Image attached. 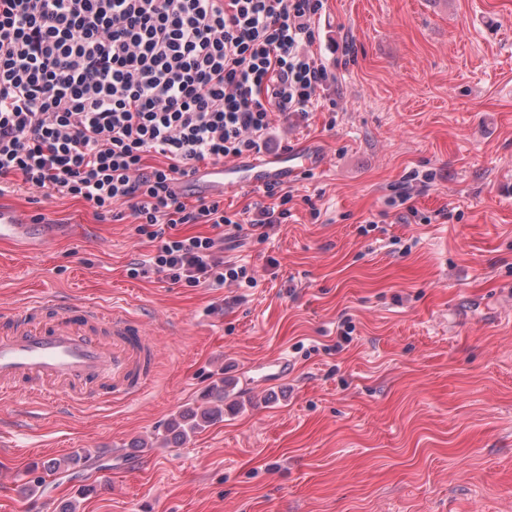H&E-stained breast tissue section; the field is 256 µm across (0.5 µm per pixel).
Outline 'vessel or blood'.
I'll return each mask as SVG.
<instances>
[{"instance_id":"obj_1","label":"vessel or blood","mask_w":512,"mask_h":512,"mask_svg":"<svg viewBox=\"0 0 512 512\" xmlns=\"http://www.w3.org/2000/svg\"><path fill=\"white\" fill-rule=\"evenodd\" d=\"M313 164L310 154L286 151L201 165L179 183L193 196H220L298 177ZM49 220L0 206V240L18 242L31 254L56 236ZM158 349L140 315L123 304L89 306L64 298L33 300L0 310V393L33 401L60 399L65 405H116L144 394L155 380ZM288 357L267 360L260 379L287 376Z\"/></svg>"}]
</instances>
